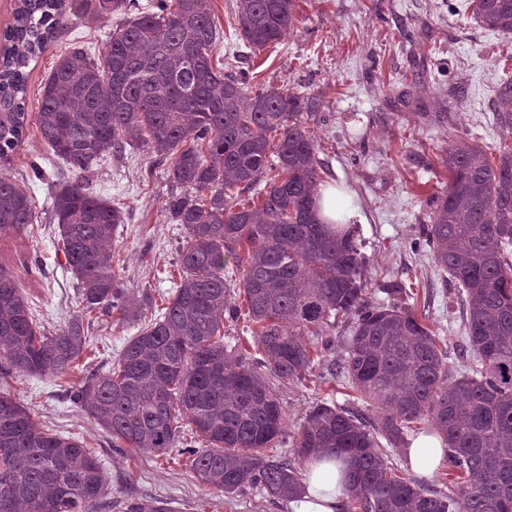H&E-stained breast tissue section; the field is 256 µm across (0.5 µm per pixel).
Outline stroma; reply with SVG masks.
Listing matches in <instances>:
<instances>
[{
  "instance_id": "stroma-1",
  "label": "stroma",
  "mask_w": 512,
  "mask_h": 512,
  "mask_svg": "<svg viewBox=\"0 0 512 512\" xmlns=\"http://www.w3.org/2000/svg\"><path fill=\"white\" fill-rule=\"evenodd\" d=\"M235 3L212 0L213 19L224 32L216 58L240 62L253 76L252 88L323 94L320 118L310 129L324 165L321 176L346 192L351 221L359 228L366 296L381 300L389 282H401L413 294L410 304L418 318L456 349L463 336L456 287L429 253L412 251L410 244L422 238L434 200L448 187L442 164L448 149L467 140L488 153L498 151L501 131L489 100L497 84L512 79V35L478 28L467 0H296L294 29L279 43L254 51L243 41ZM119 22L116 16L91 26L73 21L48 43L27 68L28 111H35L42 83L73 38L101 55ZM423 112H444L449 120L423 121ZM37 165L43 169L39 179L33 173ZM0 170L26 189L37 216L34 231L0 237V267L13 275L47 330L66 327L80 305L77 281L57 249L60 230L52 202L67 166L31 127ZM88 183L124 213L113 243L114 273L124 298L160 305L178 280L185 237L166 210L173 186L164 166L156 164L145 143L134 141L105 158ZM139 328V322L116 313L90 323L84 373L111 368ZM327 374L321 361L305 380L279 390L289 433H296L315 399L355 406L348 389L321 384ZM0 391L45 427L95 449L109 499L97 512H121L125 499L146 496L163 499L170 512H292L290 502L252 490L227 495L205 485L177 455L162 458L113 446L53 376L4 372Z\"/></svg>"
}]
</instances>
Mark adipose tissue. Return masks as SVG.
<instances>
[{
	"label": "adipose tissue",
	"mask_w": 512,
	"mask_h": 512,
	"mask_svg": "<svg viewBox=\"0 0 512 512\" xmlns=\"http://www.w3.org/2000/svg\"><path fill=\"white\" fill-rule=\"evenodd\" d=\"M345 500V476L338 467L332 463H311L294 512H341Z\"/></svg>",
	"instance_id": "adipose-tissue-1"
}]
</instances>
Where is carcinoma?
Returning a JSON list of instances; mask_svg holds the SVG:
<instances>
[{
  "label": "carcinoma",
  "mask_w": 512,
  "mask_h": 512,
  "mask_svg": "<svg viewBox=\"0 0 512 512\" xmlns=\"http://www.w3.org/2000/svg\"><path fill=\"white\" fill-rule=\"evenodd\" d=\"M212 0H18L3 31L0 159L22 143L30 59L71 19L94 24L120 15L102 60L68 49L46 79L35 124L75 175L53 197L66 267L77 280L78 314L49 335L0 267V358L17 376L51 374L73 389L80 410L112 443L164 455L191 428L203 448H183L203 483L226 494L256 489L293 500L306 462L332 455L349 464L346 512H512V147L497 163L477 144L454 145L443 159L448 190L435 201L425 244L457 285L466 336L454 369L448 348L392 283L369 300L364 256L352 224L317 215L323 164L309 123L321 98L286 87L249 89L243 69L214 68L224 40ZM295 0H237L249 47L276 42L296 22ZM475 23L512 34V0H469ZM492 110L512 137V80L493 91ZM143 140L166 166L177 192L167 201L186 236L180 283L156 313L121 299L112 272L120 207L90 193L81 178L104 156ZM243 204L238 197L261 181ZM28 193L0 173V235L29 229ZM241 277L224 278L228 258ZM243 288L255 343L254 365L224 345L231 291ZM113 309L147 321L109 371L85 375L83 321ZM351 323L337 377L372 421L332 400L309 407L293 436L295 459L269 454L288 434L276 388L305 378L333 346L327 327ZM426 423L441 440L448 470L438 490L398 474L392 448ZM106 479L97 455L52 432L0 392V512H92ZM124 512H168L157 500H128Z\"/></svg>",
  "instance_id": "1"
}]
</instances>
